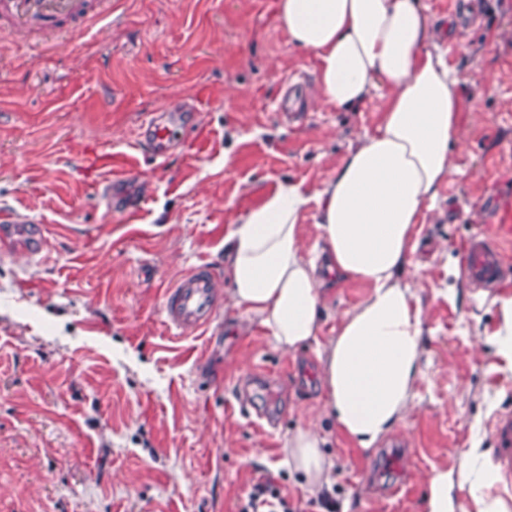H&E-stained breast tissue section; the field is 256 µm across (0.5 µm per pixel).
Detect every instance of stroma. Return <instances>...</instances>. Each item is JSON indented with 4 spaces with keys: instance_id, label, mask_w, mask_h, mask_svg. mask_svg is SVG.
I'll list each match as a JSON object with an SVG mask.
<instances>
[{
    "instance_id": "obj_1",
    "label": "stroma",
    "mask_w": 512,
    "mask_h": 512,
    "mask_svg": "<svg viewBox=\"0 0 512 512\" xmlns=\"http://www.w3.org/2000/svg\"><path fill=\"white\" fill-rule=\"evenodd\" d=\"M112 4L45 51L40 32L0 19V213L42 225V257L0 246V512H237L272 477L297 512H425L426 476L492 446L512 410V360L489 345L495 301L463 276L464 243L484 224L483 188L512 159V0H480L482 25L441 37L469 75L451 148L454 173L414 227L404 281L422 312L424 357L413 407L372 450L339 433L318 402L315 344L277 347L235 306L224 238L280 181L311 190L379 125L385 90L351 112L324 105L318 60L290 44L278 0H95ZM307 73L310 112L284 122L285 75ZM187 133L164 162L138 137L146 114L184 109ZM136 170V223L109 207L96 154ZM300 246L330 292L323 334L369 294L330 271L314 211ZM212 266L222 309L210 332L172 341L162 290ZM253 400L240 409L239 388ZM275 416L276 426L257 412ZM311 425L339 467L314 496L283 463ZM408 491L388 497L384 488Z\"/></svg>"
}]
</instances>
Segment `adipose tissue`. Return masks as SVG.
<instances>
[{
	"label": "adipose tissue",
	"mask_w": 512,
	"mask_h": 512,
	"mask_svg": "<svg viewBox=\"0 0 512 512\" xmlns=\"http://www.w3.org/2000/svg\"><path fill=\"white\" fill-rule=\"evenodd\" d=\"M278 8L290 43L320 62L325 105L350 111L381 88L389 97L377 129L320 188L282 182L238 217L224 239L225 273L236 305L277 346L317 343L323 406L339 431L370 449L405 419L422 374L421 310L400 276L416 250L413 228L452 172L470 79L449 66L418 0H279ZM312 209L337 271L371 288L324 342L316 263L299 245V220ZM326 443L301 428L285 447L286 464L313 491L333 483ZM497 481L482 448H469L456 470L429 477L425 512H455L456 485L467 487L471 512H512L491 493Z\"/></svg>",
	"instance_id": "1"
}]
</instances>
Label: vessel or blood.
Returning <instances> with one entry per match:
<instances>
[{
  "label": "vessel or blood",
  "instance_id": "obj_1",
  "mask_svg": "<svg viewBox=\"0 0 512 512\" xmlns=\"http://www.w3.org/2000/svg\"><path fill=\"white\" fill-rule=\"evenodd\" d=\"M88 13L85 0H0V15L16 31L42 29L46 39L79 28ZM175 113L155 112L140 126V136L154 157H165L171 149ZM503 189L481 197L477 206L487 225L474 234L462 256V271L468 285L490 289L512 273L506 256L512 247V176L502 175ZM220 309L215 274L199 265L163 290L166 327L178 336H189L209 328ZM491 438L497 450L496 463L506 479H512V412L504 411L493 421Z\"/></svg>",
  "mask_w": 512,
  "mask_h": 512
}]
</instances>
